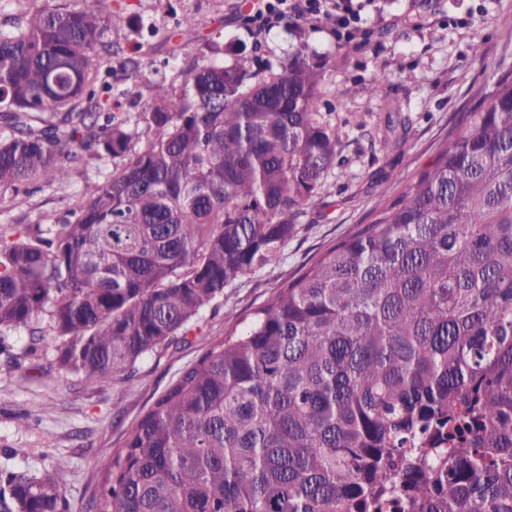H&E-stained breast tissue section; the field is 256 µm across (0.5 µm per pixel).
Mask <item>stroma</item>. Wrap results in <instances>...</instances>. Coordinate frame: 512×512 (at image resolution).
Instances as JSON below:
<instances>
[{"label":"stroma","mask_w":512,"mask_h":512,"mask_svg":"<svg viewBox=\"0 0 512 512\" xmlns=\"http://www.w3.org/2000/svg\"><path fill=\"white\" fill-rule=\"evenodd\" d=\"M362 29L337 37L335 16H289L263 35L245 20L241 0H113L121 21L111 24L105 57L113 76L112 96L124 109H139L155 82L171 77L182 45L205 60L232 63L246 56L254 69L280 72L295 46L305 45L324 63L322 119L336 128V163L321 188L322 207L309 212L280 262L238 279L207 308L186 343L148 355L135 375L104 387L71 380L45 382L60 343L47 334L38 355L27 352L25 331L11 332L9 354H0V476L24 472L50 480L62 492L66 512H88L100 491L110 451L119 448L138 419L170 383L193 364L229 324L227 311L248 316L266 304L309 260L370 223L429 162L458 124L462 112L501 75L512 72V0H352ZM193 27L178 26L184 15ZM141 45L144 64L135 87L122 78L127 51ZM483 54H472L473 46ZM383 75L380 95L370 87ZM111 164L83 159L67 186L29 193L0 192V234L39 214L64 215L86 182H104Z\"/></svg>","instance_id":"1"}]
</instances>
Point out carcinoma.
I'll return each instance as SVG.
<instances>
[{"label": "carcinoma", "instance_id": "1", "mask_svg": "<svg viewBox=\"0 0 512 512\" xmlns=\"http://www.w3.org/2000/svg\"><path fill=\"white\" fill-rule=\"evenodd\" d=\"M112 0L0 30V191L112 161L63 217L0 236V354L62 339L52 380L128 379L185 342L240 277L280 260L336 160L323 65H184L117 112L95 54ZM141 68V48L123 64ZM146 142H134L138 133ZM512 512V73L373 221L213 340L112 453L92 512ZM0 512H65L0 478Z\"/></svg>", "mask_w": 512, "mask_h": 512}]
</instances>
